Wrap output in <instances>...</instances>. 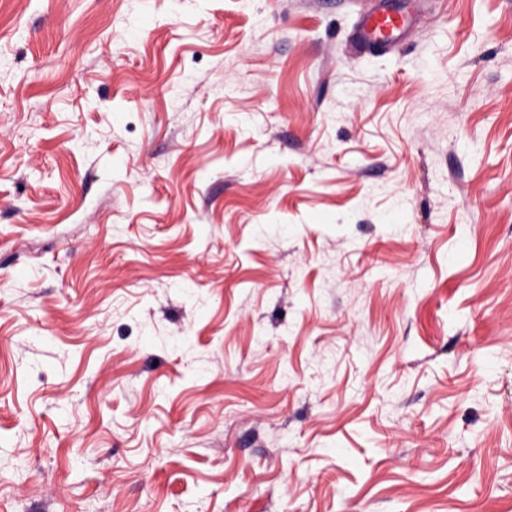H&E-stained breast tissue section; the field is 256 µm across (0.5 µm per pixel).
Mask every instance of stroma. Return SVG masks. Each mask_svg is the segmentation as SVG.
Masks as SVG:
<instances>
[{"label": "stroma", "instance_id": "obj_1", "mask_svg": "<svg viewBox=\"0 0 512 512\" xmlns=\"http://www.w3.org/2000/svg\"><path fill=\"white\" fill-rule=\"evenodd\" d=\"M0 0V512H512V0ZM411 23L412 17L401 10L386 6L376 9L358 22L354 51H363L368 45L393 47L401 41Z\"/></svg>", "mask_w": 512, "mask_h": 512}]
</instances>
